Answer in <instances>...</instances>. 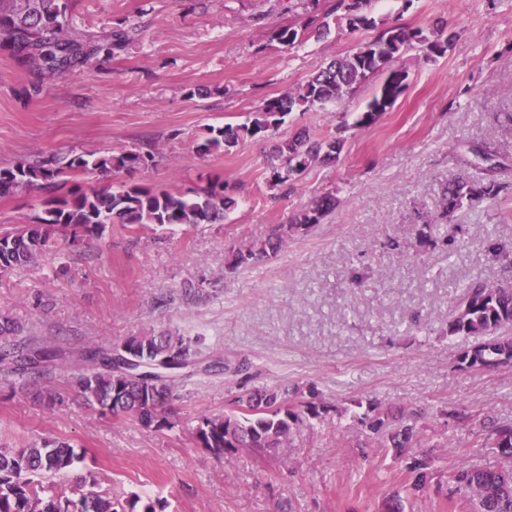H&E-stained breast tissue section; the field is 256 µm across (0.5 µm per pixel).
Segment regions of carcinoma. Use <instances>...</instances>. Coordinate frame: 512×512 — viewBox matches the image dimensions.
<instances>
[{"instance_id":"obj_1","label":"carcinoma","mask_w":512,"mask_h":512,"mask_svg":"<svg viewBox=\"0 0 512 512\" xmlns=\"http://www.w3.org/2000/svg\"><path fill=\"white\" fill-rule=\"evenodd\" d=\"M75 0H0V50L10 53L22 66L39 76L61 74L79 67L102 53L112 55L126 42L123 33L108 38L87 36L71 25ZM326 13L315 15L300 26H285L274 32L286 46L305 44L329 29V17L354 33L375 30L377 34L358 43L356 48L335 60L316 77L279 97L263 101L248 122L241 125L209 126L197 144L199 156L229 152L244 137L265 139L278 134L291 112H306L314 107H336L352 96L370 77H383L366 111L355 125L370 127L393 108L403 93L407 71L398 65L400 56L410 50L425 59L445 56L453 33L442 20L430 27L412 28L389 25L371 16V0H330ZM344 128L318 135L303 129L281 137L275 144L276 161L270 165L268 182L282 184L293 173L316 163H335L340 159L346 139ZM474 166L486 177L474 181L457 177L442 188L439 223L450 220L465 206L477 207L493 201L506 189L497 178L499 164L494 154L481 147L471 149ZM158 164L155 148H131L114 152L49 156L35 161H19L0 167V198L23 190H44L41 216L35 224H21L0 231V273L25 267L36 260L53 240L61 236L77 241L102 234L106 225L121 224L134 231L150 225L196 228L201 224H220L224 214L237 205L235 188L216 175L188 197L180 191H157L132 184L114 190L112 184L97 185L94 176L148 169ZM336 207V198L326 195L295 214L287 224L276 225L265 239L232 250L225 273L233 274L275 256L288 238L307 232ZM512 326V279L469 283L448 315L445 334L486 336L460 352L458 362L472 370L490 365L512 367V336L497 332ZM18 325L0 322V374L15 377L48 406L61 401L60 394L41 386L58 352L42 343L19 340ZM138 346L139 360H155L173 353L175 357L198 355L195 341L178 333L145 332L132 336L112 348L89 345L84 351L86 367L74 376V388L90 406L113 414L120 411L147 428L174 427L164 411L173 387L152 376L132 382L121 368H112V355ZM327 407L309 401L295 404L288 391L270 388L247 392L234 400V407L222 414L203 413L194 429L196 444L217 456L240 448L276 450L288 447L299 426L316 419ZM368 432L381 447L400 457L419 442L415 421L394 415L378 405L370 408L364 420ZM483 444L499 449L512 459V424H503L486 434ZM80 457L65 441L44 438L20 447H0V512H165L162 499L130 493L121 498L101 489L94 473L83 475L69 485L55 480L74 471ZM429 462L412 458L408 470L413 474L410 491L422 490L428 478ZM448 482L463 499L469 512H512V469H483L459 464L448 471Z\"/></svg>"}]
</instances>
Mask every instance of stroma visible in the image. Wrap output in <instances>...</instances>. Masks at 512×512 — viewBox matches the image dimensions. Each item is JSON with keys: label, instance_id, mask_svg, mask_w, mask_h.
Listing matches in <instances>:
<instances>
[{"label": "stroma", "instance_id": "stroma-1", "mask_svg": "<svg viewBox=\"0 0 512 512\" xmlns=\"http://www.w3.org/2000/svg\"><path fill=\"white\" fill-rule=\"evenodd\" d=\"M328 5L76 0L75 28L131 37L112 56L44 77L32 97V74L0 51V165L151 143L157 166L116 173L113 186L185 190L218 174L238 200L221 224L135 233L110 224L101 237L52 242L36 265L0 274V320L59 349L50 386L64 398L50 408L0 377V446L66 440L81 457L78 474L95 472L120 496L162 498L166 512H385L396 497L404 512H467L450 495L449 470L503 467L494 449L479 446L478 421L512 422V368L461 366L458 353L477 339L444 329L465 284L503 278L506 264L490 243L512 244V0H375L378 19L423 28L441 19L455 37L435 60L401 56L406 89L372 126L354 121L375 76L337 109L287 116L284 136L348 124L338 163L273 187L272 140L194 153L207 126L244 123L263 99L295 89L371 38L334 26L299 47L273 40L278 28ZM484 143L495 147L508 190L453 214L462 247L418 246L421 224L446 234L448 225L435 222L442 185L462 174L484 179L468 164L470 147ZM328 193L339 204L322 224L289 239L276 257L226 274L233 248L264 239ZM391 239L406 254L388 249ZM146 331L197 338L203 359L233 368L178 381L170 430L89 407L72 386L84 347ZM274 387L327 410L271 453L242 448L219 458L197 447L198 414L223 413L237 395ZM372 403L419 415L421 443L411 453L431 457L434 477L416 496L405 494L406 460L387 455L361 421Z\"/></svg>", "mask_w": 512, "mask_h": 512}]
</instances>
